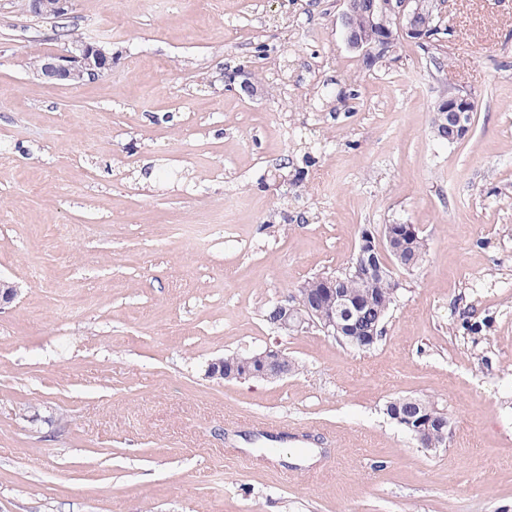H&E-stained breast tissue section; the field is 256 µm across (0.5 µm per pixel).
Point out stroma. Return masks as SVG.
Segmentation results:
<instances>
[{"instance_id": "obj_1", "label": "stroma", "mask_w": 512, "mask_h": 512, "mask_svg": "<svg viewBox=\"0 0 512 512\" xmlns=\"http://www.w3.org/2000/svg\"><path fill=\"white\" fill-rule=\"evenodd\" d=\"M0 0V512H512V0H445L428 47L366 67L341 0H74L110 73ZM475 101L435 137L448 91ZM411 224L356 351L264 317ZM481 323L473 335L463 320ZM274 346L297 370L227 382ZM449 421L421 448L384 413ZM62 21H53L54 36L66 37L74 43L64 53L47 54L39 58L40 64L35 69L37 75L51 84H80L110 72L112 52L97 42L83 40L84 37L77 33L76 27L70 28L69 24ZM434 121L439 126H451L464 139L471 128L474 101L467 93L450 91L435 105ZM415 402L420 407V414L422 412H431L436 414L437 416H418V413L415 414H409V413H393V421L392 419V410L396 408V405L398 406L399 410L406 411L410 408L415 407L414 404H412L410 399L399 397L395 398L393 400L388 401L385 404L384 411L386 415L393 421L397 426H399L401 429L406 431L407 433L411 434L413 437L417 438L418 440H421V436L430 428V425L435 424L438 425H444L446 417L443 413L436 410L435 407L425 399L419 398V397H413ZM437 418H440L441 421H438ZM447 419V426L445 427H435L432 425L431 431L425 435L423 440L419 442L417 439H415L422 448L426 449H435L439 448L442 445L445 444L446 439L448 438V418ZM402 426V427H401ZM409 431H407L406 429Z\"/></svg>"}]
</instances>
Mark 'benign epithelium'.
Listing matches in <instances>:
<instances>
[{
	"mask_svg": "<svg viewBox=\"0 0 512 512\" xmlns=\"http://www.w3.org/2000/svg\"><path fill=\"white\" fill-rule=\"evenodd\" d=\"M344 5L341 21L346 42L370 66L396 50L391 27H396L399 35L407 41H426L427 31L418 20L440 9L438 0H372L367 11L366 33L359 36L355 33L353 20L362 14L361 2L344 0ZM29 8L34 14L65 18L73 10V0H29ZM111 70L112 52L88 40L72 43L71 49L64 53L42 56L36 68L37 75L51 84H80L95 80ZM435 109L434 121L437 125L453 127L462 139L468 135L475 112L474 101L469 94L450 91L438 100ZM396 238L397 234L393 232L385 238L366 231L361 237V252L370 254L373 262L379 256L385 261L386 248H394ZM322 297L337 302L336 313L324 317L316 312L318 300ZM363 306L362 302H347L345 296L336 289L335 278L327 276L323 279V288L319 289V293L302 296L296 290L278 302L272 322L275 328L286 332L315 327L327 336H336L338 330L356 336V316L361 313ZM280 357L278 349L269 347L262 353L249 355L244 360L243 368L237 372L224 371V360L219 359L210 364V376L238 382L250 379L279 380L288 376V369L280 365ZM443 418L445 415L441 412L435 416L399 412L393 414L397 424L408 429L417 439L421 438L430 425L444 424Z\"/></svg>",
	"mask_w": 512,
	"mask_h": 512,
	"instance_id": "benign-epithelium-1",
	"label": "benign epithelium"
}]
</instances>
